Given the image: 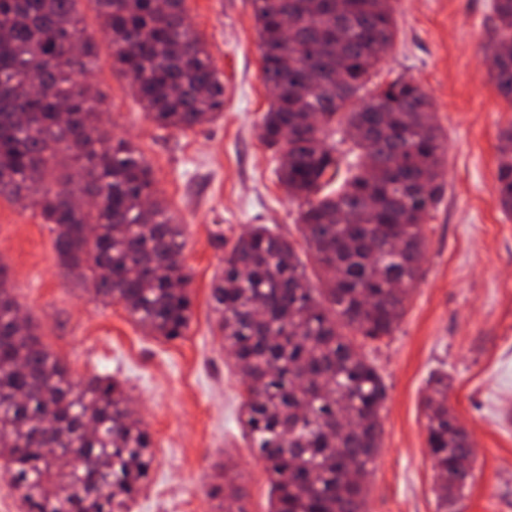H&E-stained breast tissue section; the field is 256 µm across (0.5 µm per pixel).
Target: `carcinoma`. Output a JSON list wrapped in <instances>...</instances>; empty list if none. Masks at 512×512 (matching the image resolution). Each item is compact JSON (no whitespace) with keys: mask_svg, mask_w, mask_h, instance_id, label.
I'll return each instance as SVG.
<instances>
[{"mask_svg":"<svg viewBox=\"0 0 512 512\" xmlns=\"http://www.w3.org/2000/svg\"><path fill=\"white\" fill-rule=\"evenodd\" d=\"M79 0H0V197L31 200L61 264L148 335L174 340L193 317L183 225L158 198L136 147L101 122L103 99L71 74L93 70ZM112 58L148 116L194 129L224 111V82L185 0H93ZM264 80L277 90L260 138L282 153L279 179L318 284L294 243L263 225L224 255L212 299L242 377V428L271 486L270 512H366L387 391L360 336H389L423 274V224L444 192L448 146L420 82L398 77L356 102L391 51V0H252ZM297 13L292 42L283 13ZM486 54L512 104V0H494ZM319 125L306 124L308 114ZM357 162L339 188L335 136ZM288 130L283 147L282 130ZM498 200L512 215V125L499 135ZM0 263V458L25 512H130L153 464L151 433L109 377L76 379L20 318ZM439 508L462 496L470 438L448 406V376L423 401ZM240 512L232 466L211 489Z\"/></svg>","mask_w":512,"mask_h":512,"instance_id":"1","label":"carcinoma"}]
</instances>
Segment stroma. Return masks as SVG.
Returning <instances> with one entry per match:
<instances>
[{"label":"stroma","mask_w":512,"mask_h":512,"mask_svg":"<svg viewBox=\"0 0 512 512\" xmlns=\"http://www.w3.org/2000/svg\"><path fill=\"white\" fill-rule=\"evenodd\" d=\"M398 38L373 85L404 75L431 96L447 137L446 192L425 226L423 275L392 335L367 343L386 388L381 448L367 512H438L422 401L447 373L448 405L474 444L476 468L459 512H512V217L498 201V133L512 104L484 63L492 0H393ZM193 28L224 82V113L191 130L164 129L138 104L112 60L91 0L83 24L98 45L90 77L112 135L151 166L169 211L185 228L194 315L165 341L103 304L60 267L50 225L26 201L0 197V263L44 345L74 377L121 381L153 439L148 486L131 512H218L209 497L225 460L244 490L243 512H269L268 475L238 425L242 381L216 328L211 288L224 266L213 234L234 241L251 225L307 247L297 205L278 180L279 154L260 138L270 105L251 0H187Z\"/></svg>","instance_id":"35a3bbf8"}]
</instances>
